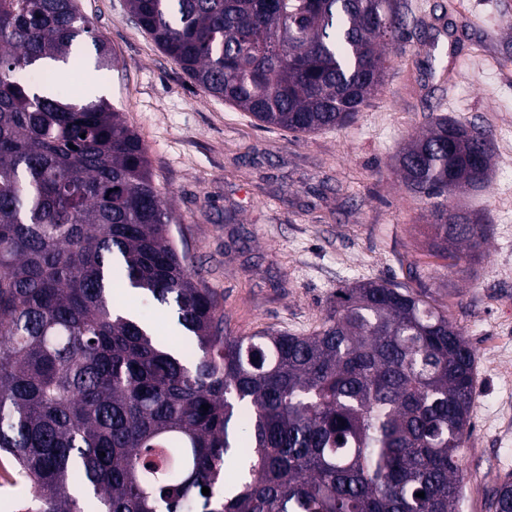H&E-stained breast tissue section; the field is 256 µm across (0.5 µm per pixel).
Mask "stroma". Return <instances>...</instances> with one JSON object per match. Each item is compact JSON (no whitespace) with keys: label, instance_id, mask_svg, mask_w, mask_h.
I'll list each match as a JSON object with an SVG mask.
<instances>
[{"label":"stroma","instance_id":"1","mask_svg":"<svg viewBox=\"0 0 512 512\" xmlns=\"http://www.w3.org/2000/svg\"><path fill=\"white\" fill-rule=\"evenodd\" d=\"M120 65L104 89L142 139L176 221L171 234L231 326L306 334L337 288L403 281L408 264L461 327L476 357L472 426L459 457L464 512L512 476V0H406L410 64L391 58L357 119L309 135L256 125L209 96L142 31L125 0H77ZM488 136V188L451 205L481 214L488 241L467 273L427 251L428 212L396 171L410 133L432 110Z\"/></svg>","mask_w":512,"mask_h":512}]
</instances>
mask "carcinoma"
Here are the masks:
<instances>
[{
	"label": "carcinoma",
	"instance_id": "cac0c4a2",
	"mask_svg": "<svg viewBox=\"0 0 512 512\" xmlns=\"http://www.w3.org/2000/svg\"><path fill=\"white\" fill-rule=\"evenodd\" d=\"M126 6L209 95L297 134L354 121L424 24L400 0ZM80 39L94 57L69 53ZM49 62L101 80L119 65L76 0H0V457L19 512H459L475 356L428 274L345 284L307 335L234 334L172 239L138 134L102 97L51 91ZM454 122L479 137L433 114L399 157L449 268L487 233L448 223V197L488 186L492 159L480 126ZM135 295L171 307L187 346ZM488 512H512L511 478Z\"/></svg>",
	"mask_w": 512,
	"mask_h": 512
}]
</instances>
